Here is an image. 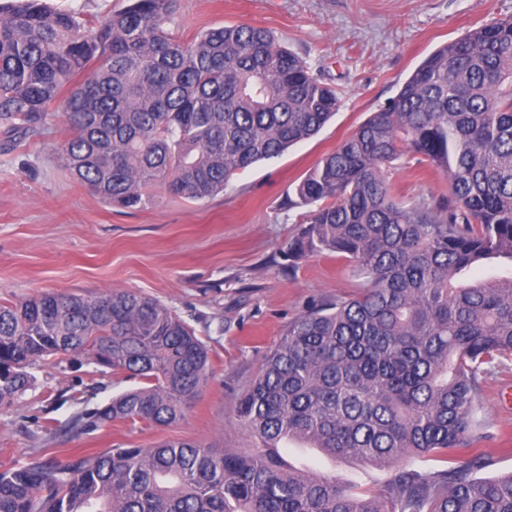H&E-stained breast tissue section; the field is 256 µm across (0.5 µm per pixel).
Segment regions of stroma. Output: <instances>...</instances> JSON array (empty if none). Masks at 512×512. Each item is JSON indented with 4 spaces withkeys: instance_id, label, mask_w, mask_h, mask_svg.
Instances as JSON below:
<instances>
[{
    "instance_id": "obj_1",
    "label": "stroma",
    "mask_w": 512,
    "mask_h": 512,
    "mask_svg": "<svg viewBox=\"0 0 512 512\" xmlns=\"http://www.w3.org/2000/svg\"><path fill=\"white\" fill-rule=\"evenodd\" d=\"M512 18V0H178L166 30L182 41L226 23L264 27L322 82L336 88V115L309 140L238 174L223 193L196 202L156 191L151 206L102 202L61 167L55 148L69 134L63 117L12 143L0 135V301L44 291L93 295L123 288L158 300L208 346L210 381L184 420L164 430L115 422L85 432L74 419L135 387L99 373L81 354L37 361L34 384L0 405V471L39 460L69 461L112 448L192 440L240 451L250 433L235 420L239 394L262 369L289 322L313 304L357 294L349 261L324 253L289 263L302 208L294 185L372 112L398 93L433 50L481 25ZM397 195L442 200L443 176L400 162ZM512 357L481 383L489 466L481 478L512 472ZM281 454L310 475H333L356 490L387 481L391 467L336 462L291 442Z\"/></svg>"
}]
</instances>
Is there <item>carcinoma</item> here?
Instances as JSON below:
<instances>
[{
    "instance_id": "1",
    "label": "carcinoma",
    "mask_w": 512,
    "mask_h": 512,
    "mask_svg": "<svg viewBox=\"0 0 512 512\" xmlns=\"http://www.w3.org/2000/svg\"><path fill=\"white\" fill-rule=\"evenodd\" d=\"M176 0H130L93 33L42 0L0 4V128L9 138L62 114L56 152L104 203L153 204L152 190L206 201L234 175L315 136L338 111L335 88L263 27L210 28L184 43L165 23ZM448 180V200L399 197L402 158ZM306 207L283 251L340 253L357 295L325 300L288 324L240 394L248 452L191 441L114 448L67 463L0 471V512H512V474L475 476L489 457L480 380L512 356V19L431 52L295 185ZM80 351L102 373L143 386L77 418L166 427L207 385L206 344L159 301L128 289L42 292L0 301V404L32 385L38 360ZM290 440L328 457L392 464L370 491L290 471Z\"/></svg>"
}]
</instances>
